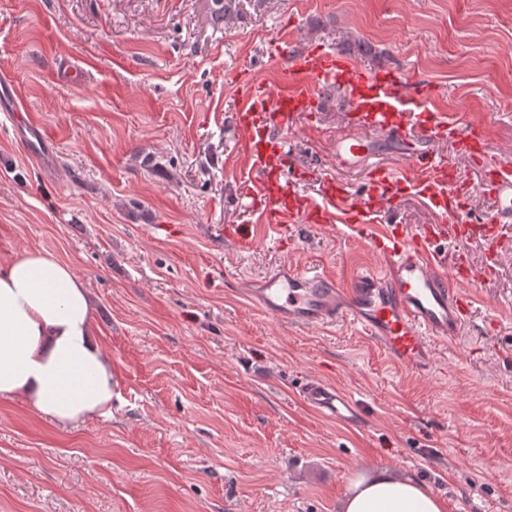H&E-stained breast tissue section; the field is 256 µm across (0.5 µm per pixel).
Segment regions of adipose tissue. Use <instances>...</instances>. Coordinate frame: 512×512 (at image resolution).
Returning a JSON list of instances; mask_svg holds the SVG:
<instances>
[{
  "label": "adipose tissue",
  "instance_id": "obj_1",
  "mask_svg": "<svg viewBox=\"0 0 512 512\" xmlns=\"http://www.w3.org/2000/svg\"><path fill=\"white\" fill-rule=\"evenodd\" d=\"M116 396L85 282L46 250L0 264V398L23 399L75 425L110 414ZM342 512H445V502L411 479L380 472L352 484Z\"/></svg>",
  "mask_w": 512,
  "mask_h": 512
}]
</instances>
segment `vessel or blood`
I'll return each instance as SVG.
<instances>
[{"instance_id": "1", "label": "vessel or blood", "mask_w": 512, "mask_h": 512, "mask_svg": "<svg viewBox=\"0 0 512 512\" xmlns=\"http://www.w3.org/2000/svg\"><path fill=\"white\" fill-rule=\"evenodd\" d=\"M324 85L342 91L355 119L350 130L337 135L332 168L320 171L318 196L313 199L297 190L309 173L294 164L288 133L299 116L314 107L316 93ZM237 96L234 121L239 146L253 169L248 206L258 211L260 223L280 233L292 224L325 231L353 225L385 262L383 273H360L348 288L332 287L327 275L317 270L284 267L257 281L252 296L284 322L360 324L398 363L429 369L434 342H448L466 323L470 299L465 287L477 275L463 258L451 271H444L435 245L443 239L478 242L486 256L482 273H493L502 229L512 226V161H498L490 168V213L478 222H460L457 214L469 207L460 191L462 178L435 151L434 143L452 141L480 163L486 159L485 143L471 125L425 109L432 96L429 85L390 69L370 71L341 53L315 48L286 57L279 91L252 80L238 88ZM413 126L425 139L412 152L407 172L372 168L369 193L348 198L333 172L366 165L373 154L369 131L399 133ZM411 191L430 202L441 223L418 232L400 224L373 228L374 217ZM300 395L336 421L353 425L363 420L350 395L319 379L304 382Z\"/></svg>"}]
</instances>
